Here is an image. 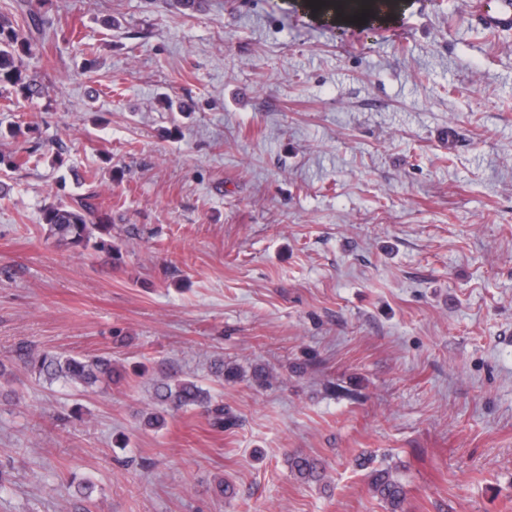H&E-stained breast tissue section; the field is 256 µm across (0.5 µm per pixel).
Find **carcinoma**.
<instances>
[{
	"mask_svg": "<svg viewBox=\"0 0 512 512\" xmlns=\"http://www.w3.org/2000/svg\"><path fill=\"white\" fill-rule=\"evenodd\" d=\"M343 15L360 12L361 0H330L323 4ZM37 44L22 25L15 26L8 19L0 20V85L9 83L23 95L36 92V80L26 74L24 57L33 55ZM94 209L84 197L68 203H53L42 212L40 230L45 239L58 245L112 256V219L100 217L93 221ZM22 359L45 381H62L75 387L94 388L124 378L123 369L112 364L104 355L72 356L49 351H34L25 345L17 350ZM156 412L149 420L160 422L168 410H203L211 429L222 432L234 424V417L224 410V402L215 399L210 390L195 378L159 377L153 382ZM291 471L304 480L320 479L324 473L322 463L310 456L292 455L288 458ZM373 494L388 506L389 512H405L408 492L405 485L388 469L376 470L368 475Z\"/></svg>",
	"mask_w": 512,
	"mask_h": 512,
	"instance_id": "1",
	"label": "carcinoma"
}]
</instances>
